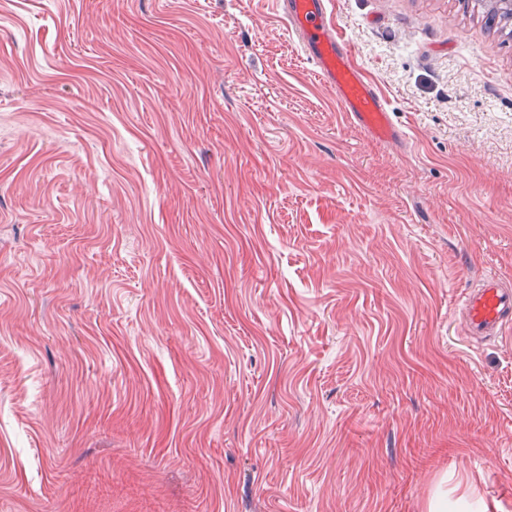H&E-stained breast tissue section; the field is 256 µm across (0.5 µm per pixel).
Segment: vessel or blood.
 <instances>
[{
  "instance_id": "vessel-or-blood-1",
  "label": "vessel or blood",
  "mask_w": 512,
  "mask_h": 512,
  "mask_svg": "<svg viewBox=\"0 0 512 512\" xmlns=\"http://www.w3.org/2000/svg\"><path fill=\"white\" fill-rule=\"evenodd\" d=\"M316 77L336 95L348 119L373 141L397 143L405 133L355 59L349 41L329 12L330 0H277ZM460 311L469 341L512 331V283L486 276L461 299Z\"/></svg>"
}]
</instances>
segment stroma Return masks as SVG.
<instances>
[{
    "instance_id": "obj_1",
    "label": "stroma",
    "mask_w": 512,
    "mask_h": 512,
    "mask_svg": "<svg viewBox=\"0 0 512 512\" xmlns=\"http://www.w3.org/2000/svg\"><path fill=\"white\" fill-rule=\"evenodd\" d=\"M331 10L406 143L276 0H0V512H512V19ZM316 77L336 94L348 119L373 141L397 143L405 133L374 83L355 59L349 41L336 28L330 0H277ZM460 311L471 342L503 336L512 330V285L496 275L486 276L461 299Z\"/></svg>"
}]
</instances>
